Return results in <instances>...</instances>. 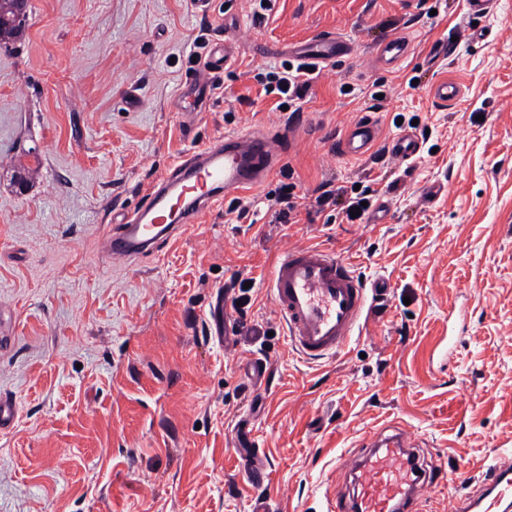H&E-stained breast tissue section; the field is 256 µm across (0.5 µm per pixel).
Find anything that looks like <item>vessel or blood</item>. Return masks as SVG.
<instances>
[{"mask_svg": "<svg viewBox=\"0 0 512 512\" xmlns=\"http://www.w3.org/2000/svg\"><path fill=\"white\" fill-rule=\"evenodd\" d=\"M348 45L325 35L308 43L306 56L323 62L345 54ZM407 54L403 38L393 36L378 46V58L387 65ZM232 55L230 42L211 45L204 61L210 73L221 72ZM303 123L295 115L278 135L263 130L228 134L168 173L132 212L123 214L115 231L105 239L107 256L126 263L152 252L158 242L177 237L187 226L222 198L255 190L276 169L280 159L278 137L287 136ZM379 129L369 116L358 117L332 149L356 159L367 157ZM422 142L416 133L396 137L387 148L397 162L416 157ZM270 294L276 312L288 327L292 346L305 358L319 360L336 354L356 331L362 330L373 306L370 296L382 295L384 285L367 288L359 275L331 251L321 247L287 245L270 274ZM358 485L354 496H337L332 512H421L429 491L430 472L420 467L415 454L393 435L368 444L361 454L341 460ZM483 493L461 503L462 512H500L512 502V464L490 467Z\"/></svg>", "mask_w": 512, "mask_h": 512, "instance_id": "obj_1", "label": "vessel or blood"}]
</instances>
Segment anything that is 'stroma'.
<instances>
[{"mask_svg": "<svg viewBox=\"0 0 512 512\" xmlns=\"http://www.w3.org/2000/svg\"><path fill=\"white\" fill-rule=\"evenodd\" d=\"M253 8L28 0L22 36L0 48V393L17 411L0 431V512H329L354 490L337 453L397 429L442 474L424 512H451L512 457V0L475 22L464 0H274L262 22ZM326 33L348 51L322 64L307 126L282 145L294 223L274 220L276 172L241 193L247 219L223 201L153 254L112 263L113 216L216 138L287 121L255 75ZM390 34L409 44L391 67L377 58ZM224 38L231 59L190 106L193 59ZM444 78L461 87L446 106L433 95ZM364 114L377 163L330 149ZM425 129L415 158L385 157ZM368 180L361 220L317 212L325 184ZM286 243L388 285L335 357L297 353L274 309ZM239 274L253 280L246 327L229 307L216 326L210 308ZM452 310L467 326L453 348ZM247 449L262 485L240 468Z\"/></svg>", "mask_w": 512, "mask_h": 512, "instance_id": "stroma-1", "label": "stroma"}]
</instances>
